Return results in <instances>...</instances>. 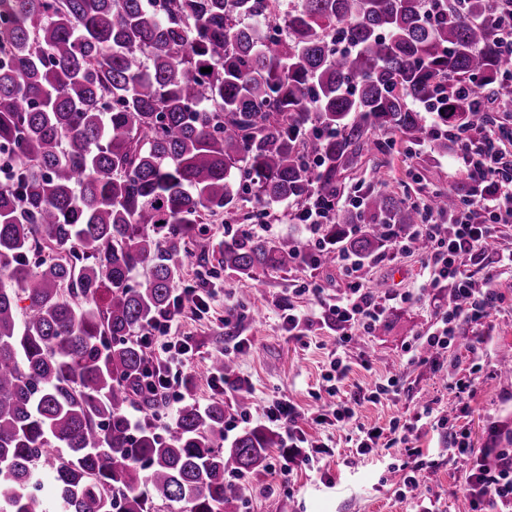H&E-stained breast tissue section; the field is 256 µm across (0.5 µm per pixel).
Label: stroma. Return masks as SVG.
I'll list each match as a JSON object with an SVG mask.
<instances>
[{"label": "stroma", "instance_id": "35a3bbf8", "mask_svg": "<svg viewBox=\"0 0 512 512\" xmlns=\"http://www.w3.org/2000/svg\"><path fill=\"white\" fill-rule=\"evenodd\" d=\"M375 186L402 198L427 199L437 187L453 188L448 178L447 155H433L429 143L410 146L395 141L390 153L373 155L346 184L345 195H352L360 184ZM496 270L498 282L490 301L491 316L483 324H463L447 354L444 370L419 362L422 342L436 320L448 307V291L425 288L428 275L423 257L417 253L387 252L368 258L363 272L374 297L385 302L384 318L346 353L350 371L340 392L349 399L373 387L378 379L395 377L400 394L394 399L373 404L362 403L352 422L346 424H307L305 430L329 448L313 469L294 461L289 477L277 472L281 449H272L268 466L246 480L245 512H416L414 499L399 491L408 460L402 448L378 450L368 456L353 453L359 428H388L392 419L412 424V445L423 448L426 467L422 473L423 492L439 497L441 512H473L474 507L462 488L469 464L457 458L450 445L447 428L439 418L465 406L467 416L457 427L468 437L472 456H482L488 448L507 447L512 442V373L502 371V357L512 356V271L497 269L494 249H486L473 271L483 276ZM263 287H251L220 269L193 266L177 283L176 292L207 285L209 307L205 313H185L176 333L193 339V350L177 371L181 377L198 375L211 353L232 347L237 338H248L253 347L238 361L236 378L225 390L211 387L200 379L192 393L199 404L212 399L233 405L237 389L248 390L249 408L239 411L238 420L248 425L265 422V411L275 399L291 400L305 411L320 410L326 384L323 376L329 354L336 347L337 331L321 319V309L312 295H295V288L307 284L321 288L322 297L335 298L345 284L340 266L316 268L302 263L285 271L267 273ZM411 302H400L402 294ZM304 314L301 337H290L284 329L287 306ZM486 337V346L471 352L470 344ZM471 381L469 392L457 394V380ZM432 415H423L424 407Z\"/></svg>", "mask_w": 512, "mask_h": 512}]
</instances>
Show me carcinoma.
<instances>
[{
	"label": "carcinoma",
	"mask_w": 512,
	"mask_h": 512,
	"mask_svg": "<svg viewBox=\"0 0 512 512\" xmlns=\"http://www.w3.org/2000/svg\"><path fill=\"white\" fill-rule=\"evenodd\" d=\"M511 21L512 0H0V512H47L46 468L63 512H242L281 434L228 438L189 380L159 423L139 336L195 260L259 288L385 253L420 212L371 186L341 206L344 180L391 148L377 131L444 154L489 91L512 120ZM284 201L328 213L313 250L244 228ZM208 215L239 228L196 253Z\"/></svg>",
	"instance_id": "cac0c4a2"
}]
</instances>
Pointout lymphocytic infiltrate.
I'll return each mask as SVG.
<instances>
[{"label": "lymphocytic infiltrate", "mask_w": 512, "mask_h": 512, "mask_svg": "<svg viewBox=\"0 0 512 512\" xmlns=\"http://www.w3.org/2000/svg\"><path fill=\"white\" fill-rule=\"evenodd\" d=\"M448 138L456 146L452 156L454 171L474 183L475 193L445 215L433 211L428 203L419 205L421 222L417 231L430 243L426 254L429 284L437 287L444 283L450 290L448 308L424 342L425 349L436 356L447 352L462 324L477 323L489 317L487 302L494 293L496 275L491 272L477 279L467 266L484 252L489 242L498 240L505 229H512V164L506 161L504 152L505 144H512V134L489 125L480 130L452 132ZM337 261L347 277L342 295L331 302L321 299L320 289L312 291L313 296L321 300L325 321L335 324L341 331L337 339L339 351L332 354L324 375L326 392L332 397L337 395L350 370L349 362L340 353L341 347L352 342L355 332L374 327L385 310L384 304L375 299L365 285L362 261L343 254L338 255ZM207 297L203 288L175 295L171 311L162 317L156 328L158 337L163 340V355L155 361V383L166 400L178 399L180 383L171 371L192 350L189 338L172 335L171 329L184 309L197 313L206 311ZM462 298L467 299V306H459ZM304 416L299 407L282 399L274 402L267 412L268 419L287 432L289 447L306 445L303 462L312 466L319 463L324 447L307 439L299 426ZM406 431V425L396 419L388 429L370 428L360 436L355 452L367 456L378 448L405 445L413 464L402 477L401 492L412 495L419 487L424 451L409 447ZM464 492L476 505L495 501L512 504V448H491L473 460Z\"/></svg>", "instance_id": "f902f5d3"}]
</instances>
